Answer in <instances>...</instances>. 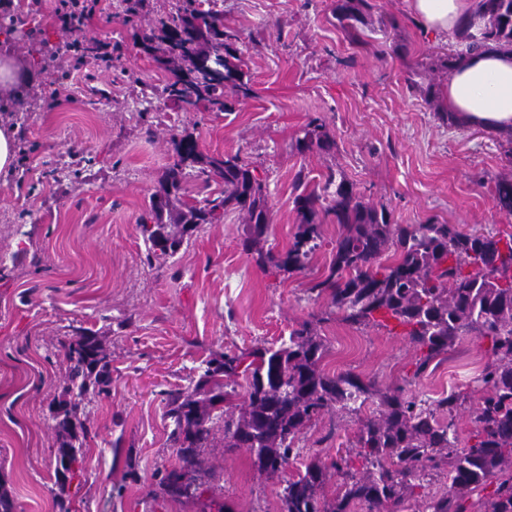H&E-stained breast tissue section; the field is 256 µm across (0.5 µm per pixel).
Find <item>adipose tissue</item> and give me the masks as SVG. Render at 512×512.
I'll use <instances>...</instances> for the list:
<instances>
[{"mask_svg": "<svg viewBox=\"0 0 512 512\" xmlns=\"http://www.w3.org/2000/svg\"><path fill=\"white\" fill-rule=\"evenodd\" d=\"M426 31L448 37L473 18L475 0H406ZM11 32L0 33V98L18 99L33 79L29 64L9 49ZM448 109L487 130L512 129V51L489 49L465 58L451 70Z\"/></svg>", "mask_w": 512, "mask_h": 512, "instance_id": "ef3b65f1", "label": "adipose tissue"}]
</instances>
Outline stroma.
<instances>
[{
	"label": "stroma",
	"instance_id": "35a3bbf8",
	"mask_svg": "<svg viewBox=\"0 0 512 512\" xmlns=\"http://www.w3.org/2000/svg\"><path fill=\"white\" fill-rule=\"evenodd\" d=\"M183 2L145 0L129 18L97 0L82 34L110 43L112 64L89 58L78 70L75 55L60 57L0 113L18 148L14 174L0 180V493L17 512H206L213 500L280 512L282 480L260 475L243 448L207 449L201 497H150L156 472L175 462L166 392L187 386L203 359L280 344L316 317L326 373L352 371L386 389L412 368L405 337L351 328L311 294L332 259L330 216L318 219L322 245L309 266L290 274L244 251L248 227L235 212L190 231L175 253L148 257L138 222L174 162V136L192 135L207 156L239 155L262 180L270 224L261 245L277 254L302 222L295 179L313 186L330 172L393 224L512 230V214L493 204L498 178L512 173V132L442 123L452 45L422 31L405 0H372L364 48L348 43L333 0H218L252 90L230 112L204 103L186 112L164 93L171 74L145 37ZM54 6L0 0L17 53L27 55L36 26L68 39ZM313 121L326 148L300 145ZM85 329L111 354L112 393L81 410L84 463L62 490L52 408L68 368L59 348ZM485 350L463 340L411 392L434 398L471 381ZM356 428L338 411L301 444L327 462Z\"/></svg>",
	"mask_w": 512,
	"mask_h": 512
}]
</instances>
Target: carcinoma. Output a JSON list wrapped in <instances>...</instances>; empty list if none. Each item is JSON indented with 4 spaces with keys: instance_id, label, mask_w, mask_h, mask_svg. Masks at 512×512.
<instances>
[{
    "instance_id": "obj_1",
    "label": "carcinoma",
    "mask_w": 512,
    "mask_h": 512,
    "mask_svg": "<svg viewBox=\"0 0 512 512\" xmlns=\"http://www.w3.org/2000/svg\"><path fill=\"white\" fill-rule=\"evenodd\" d=\"M371 0H336L333 15L352 45H362ZM483 25L456 31L457 49L446 67L493 45L512 51V0H479ZM224 33L215 3L186 0L159 21L149 41H158L166 63L178 66L164 89L175 103L194 109L206 102L220 111L251 93ZM94 54L98 43L78 36L57 47ZM224 55V76L198 67L201 58ZM177 161L162 181L164 204L151 201L139 228L148 254L176 252L186 233L213 224L228 212L245 214L252 249L267 232L268 210L263 184L238 156L206 157L190 136L175 141ZM199 169L222 190L201 206L171 208L182 190L187 169ZM303 224L288 250L276 256L258 253L260 261L292 273L305 269L320 247L319 209L335 217L340 232L328 273L310 291L329 296L341 321L359 329L382 327L392 319L416 350L411 380L433 362H441L465 336L488 341L487 361L476 375L480 391L452 387L436 399L407 394L397 385L381 390L352 372L330 375L322 367L326 348L316 327L304 321L288 341L226 352L204 361L192 385L166 393V416L176 465L160 474L150 491L174 498H198L205 451L215 447V431L224 447L245 448L260 474L273 478L301 456L303 431L324 414L345 411L357 418L355 442L337 449L330 464L307 455L302 469L278 492L281 512H512V231L466 232L453 224H392L385 212L365 202L352 184L329 174L323 192L295 198ZM494 204L512 213V175L495 186ZM174 214L165 223L163 212ZM69 363V383L55 401L61 437L55 478L60 486L76 476L88 433L79 412L88 391H112L110 354L96 336L84 331L61 343ZM472 405L473 430L459 445L457 421ZM375 406L363 415L368 405ZM362 462L353 469L352 458ZM448 471V484L433 493L426 478ZM341 477L327 495L329 471Z\"/></svg>"
}]
</instances>
